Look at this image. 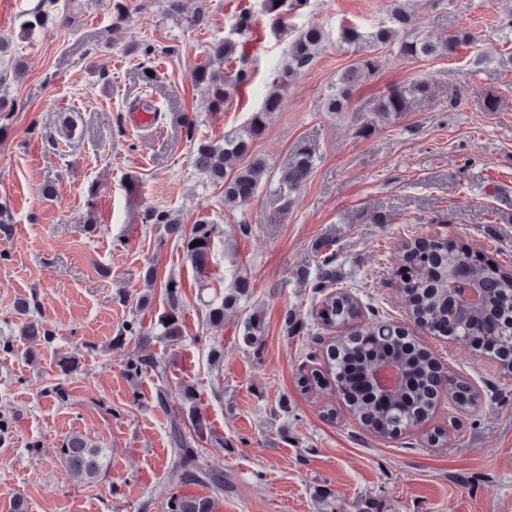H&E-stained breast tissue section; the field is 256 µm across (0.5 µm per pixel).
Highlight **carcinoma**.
Segmentation results:
<instances>
[{"label":"carcinoma","mask_w":512,"mask_h":512,"mask_svg":"<svg viewBox=\"0 0 512 512\" xmlns=\"http://www.w3.org/2000/svg\"><path fill=\"white\" fill-rule=\"evenodd\" d=\"M145 6L154 0H112V24L123 21L133 3ZM305 5V0H266V10L274 14V24L285 27V15ZM69 24L71 18L50 10L47 0L22 14L19 33L30 37L52 24ZM410 12L406 0H387L386 19L380 26L365 30L357 25L343 24L336 33V43L354 51L371 49L345 69L322 99L325 112H343L360 85L379 69L381 57L375 51L397 45L400 56L412 59L452 55L460 47L473 42L472 30L465 26L455 29L443 38L433 41L407 32ZM328 40L327 34L314 26L294 34L288 44L287 58L272 74L270 89L261 110L252 114L247 125L224 135V142L200 140L193 145V165L207 180L218 185L224 193V209L235 211L245 206L258 191L266 176V162L253 153V143L266 129L268 115L279 108L281 91L301 76L314 62ZM239 42L231 37L219 39L206 51V58L193 71L194 87L209 101L212 112L224 111V105L236 91V84L245 78L244 70L237 72L236 81L224 77V71L213 68V60L224 61L236 54ZM410 100L406 91L395 87L381 94L374 114L381 121L391 122L408 111ZM313 168V156L306 147L296 150L292 163L279 178V196L283 208L293 204L292 194L307 181ZM142 223L160 224L165 238L181 249L184 263L197 278L207 277L213 247L224 237V227L207 217L198 218L190 227L164 210L147 209ZM199 245H193V242ZM401 261L405 275L399 290L405 298L409 318L433 336H459L473 339L468 344L479 354L498 355L512 336V271L482 252L454 239L432 241L414 239L403 243ZM336 255L326 253L319 265L322 287L335 282ZM464 275L484 297V302L468 310L449 311L448 278ZM167 311L157 317L151 330L146 331L139 312L149 307L148 298L141 296L136 304L138 314L128 321L124 332L139 342L152 338L163 339L173 345L181 342L185 332L183 281L171 275L163 284ZM254 288L253 281L235 270L224 289V296L206 304V319L212 324L224 323L227 314L247 300ZM316 320L327 328L351 327V332L334 337L327 355V373L313 370L300 377L302 387L314 391L338 392L344 399L349 414L369 431L381 438H394L405 430L422 425L435 410L443 382L450 378L448 369L431 353L406 337L404 328L376 314L365 315L360 301L351 292L336 289L325 295L316 313ZM30 341L49 343L53 336L41 330L33 321L23 331ZM356 362L357 371L364 375L377 364H393L400 377L383 402L361 388L353 379L349 360ZM128 378L137 380L154 374L158 379L155 402L166 403V368L152 355L134 353L125 360ZM182 404L170 418L169 434L172 443L169 475L173 489L166 504V512H217L216 502L224 494V469L201 453L199 444H223L210 427L201 411L194 385L181 386ZM190 431H185V427ZM106 449L92 443L80 433L65 438L60 448V459L74 479L93 482L105 472ZM190 485L204 486L208 495L185 493Z\"/></svg>","instance_id":"obj_1"}]
</instances>
